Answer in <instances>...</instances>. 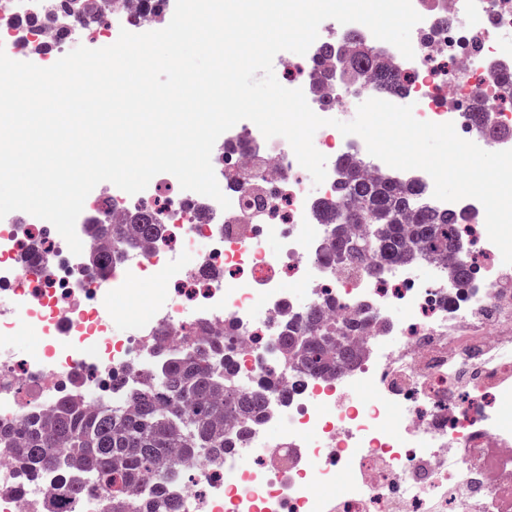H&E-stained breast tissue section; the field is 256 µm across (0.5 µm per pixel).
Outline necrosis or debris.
<instances>
[{"mask_svg": "<svg viewBox=\"0 0 512 512\" xmlns=\"http://www.w3.org/2000/svg\"><path fill=\"white\" fill-rule=\"evenodd\" d=\"M137 3L111 8L97 41L123 29L160 30L172 19L168 7L145 13ZM412 4L421 16L413 58L386 48L407 85L391 103L412 106L420 121L453 123L484 150L512 149V139L474 131L462 110L463 103L482 100L495 126L512 130L500 78L512 68V0H441L434 10L425 0ZM338 27L324 20L306 54L285 66L289 88L302 89L327 120L346 111L349 99L376 95L367 83H316L319 70L334 68L317 53ZM0 48L13 60L47 67L67 45L56 41L50 24H9L0 27ZM313 143L327 158L317 192L285 138H264L243 120L211 154L229 209L211 198L198 207L197 193L181 189L169 173L134 195L118 188L89 194L86 207L110 223L149 211L162 226L101 274L73 261L55 227L39 240L30 230L38 219L29 213L0 224V283L10 287L0 301V422L52 409L69 379L87 401L122 403L124 391L107 389L112 375L132 368L150 375L166 354L160 336L176 346L193 327L230 333L235 374L253 387L270 368L262 348L305 307L329 299L340 317L366 323L357 364L334 377H305L288 395L269 390L265 411L242 442L223 457L172 470L173 512H512V265L488 238L482 204L430 201L439 211L476 216L461 232L485 265L468 294L455 288L447 260L432 256L387 266L380 276L344 272L321 258L330 227L317 205L335 199L344 155L358 153L373 174L390 168L357 136L328 124ZM253 174L262 185L257 196L245 188ZM271 233L279 240L274 253L265 247ZM286 268L296 292L283 286ZM144 278L169 287L147 317L126 321L102 305V293L118 295L128 281ZM32 326L42 348L18 357L9 338ZM395 407L402 412L396 432L388 422ZM245 454L253 465L238 467ZM60 483L55 470H30L0 455V512H97L100 490L62 500Z\"/></svg>", "mask_w": 512, "mask_h": 512, "instance_id": "4bbe7bcc", "label": "necrosis or debris"}]
</instances>
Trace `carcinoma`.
I'll return each instance as SVG.
<instances>
[{"label":"carcinoma","instance_id":"cac0c4a2","mask_svg":"<svg viewBox=\"0 0 512 512\" xmlns=\"http://www.w3.org/2000/svg\"><path fill=\"white\" fill-rule=\"evenodd\" d=\"M45 10L59 21L58 38L64 40L73 17L92 26L104 22L107 2L47 0ZM365 74L382 94L406 90L402 73L385 60L384 50L368 47L361 34L352 32L344 41V75L353 82ZM339 167L345 174L340 199L320 204L333 231L325 260L353 271L362 258L385 266L418 254L442 255L450 262L455 287L463 291L471 286L473 267L466 257L455 256L462 239L455 227L464 222L463 215L417 206L423 186L414 179L368 178L351 157L341 159ZM90 228L101 246L87 254V263L99 270L118 261L127 247L160 233V224L150 213L140 214L132 224ZM361 330V320L338 325L328 318L326 305L316 304L288 324V333L278 337V348L288 370L297 375H336L356 362L352 337ZM233 366L227 347L210 339L196 340L169 356L150 381L129 388L127 404L87 409L80 398L69 395L47 422L31 413L11 427H0V451L13 452L36 467L77 471L79 478L65 479L59 493L77 498L85 485L97 484L108 493L101 512H141L138 494L132 492L138 485L154 489L151 512H171L164 466L172 449H178L186 463L200 455L218 457L229 447L224 423L236 421L243 438L265 406L272 381L262 379L243 389Z\"/></svg>","mask_w":512,"mask_h":512}]
</instances>
